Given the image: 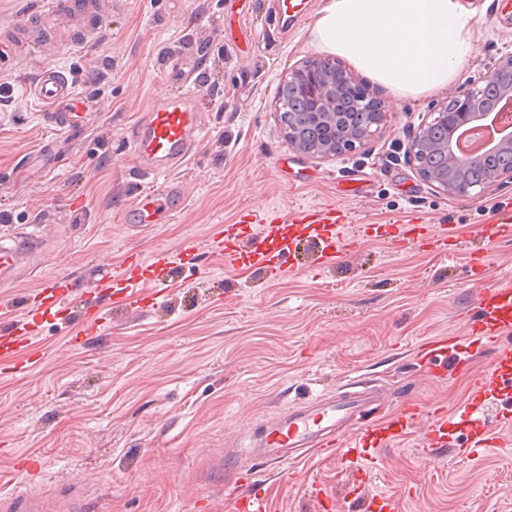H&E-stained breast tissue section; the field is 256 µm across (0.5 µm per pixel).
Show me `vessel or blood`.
<instances>
[{
  "mask_svg": "<svg viewBox=\"0 0 512 512\" xmlns=\"http://www.w3.org/2000/svg\"><path fill=\"white\" fill-rule=\"evenodd\" d=\"M29 97L42 104L44 122L55 130L68 132L81 123L74 107L78 94L73 83L56 67L42 64L26 85ZM206 131L195 103L192 89H183L154 101L132 133L131 146L146 176L164 177L189 157L204 140ZM183 206V196L174 186L165 190L141 192L130 209L131 224H163ZM252 223L263 228L259 236L243 239L216 235L211 245L223 251L226 266H233L235 257L248 253L257 264L266 266L270 276L279 277L295 269L297 245L301 240L318 242L320 260L335 264L345 259L353 245L344 236L345 215L327 207L300 208L289 214L264 211L251 214ZM512 235V210L502 209L495 220L484 227L486 243ZM379 237L391 249L427 245L432 252L454 257L455 233L452 228L430 226L419 219L404 221L400 232L390 226L380 228ZM42 228L12 236L10 244H0V279L10 280L29 257L32 246L45 241ZM145 260L128 256L112 277L114 302L119 306H143V278L140 269ZM39 310L57 315L78 316L86 333L99 331L103 317L91 303L79 295L72 279L64 274L46 280L39 291ZM479 315L469 326L467 337L444 336L419 344L415 349L418 361L429 372L443 377L447 370L469 371L475 355L483 347L495 346V359L478 377L472 397L458 418H450L446 409L426 408L419 400L407 399L389 422L366 427L352 426L354 411L369 400L371 393L365 379L354 378L340 386L336 395L315 400L311 405L287 408L279 420L267 428L263 447L271 459L298 461L310 447L325 452L339 451L343 462L371 459L380 448H387L411 429H418L422 453L429 454L447 447L451 427L465 424L476 447H512V440L501 439L494 422L508 423L512 415L501 412L490 416L498 394L512 387V280L504 279L482 291L478 300Z\"/></svg>",
  "mask_w": 512,
  "mask_h": 512,
  "instance_id": "obj_1",
  "label": "vessel or blood"
}]
</instances>
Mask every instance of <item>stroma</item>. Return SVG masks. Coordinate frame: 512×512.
<instances>
[{
	"mask_svg": "<svg viewBox=\"0 0 512 512\" xmlns=\"http://www.w3.org/2000/svg\"><path fill=\"white\" fill-rule=\"evenodd\" d=\"M305 2L295 14L280 0H118L98 39L82 47L50 45L19 63L0 53V215L9 218L0 235L28 224L53 233L32 252V271L0 283V325L28 321L24 301L48 278L67 273L83 288L111 279L129 254L192 248L156 305L129 313L105 298L100 334L45 319L31 352L0 356V495L76 501L80 512H236L246 468L266 512H364L363 498L341 492L338 457L314 449L294 468L271 462L263 429L357 376L385 394L369 422L391 420L407 397L454 412L491 366L486 349L471 373L431 377L412 350L433 336H464L481 290L512 278V239L483 244L495 207L512 203V181L467 199L435 191L407 146L451 88L405 96L364 74L387 113L365 144L326 159L289 147L276 116L279 83L320 55L311 28L323 0ZM470 2L478 53L463 82L512 53V0ZM42 61L87 105L76 133L46 127L25 95ZM187 85L207 136L167 176L185 204L167 223L129 227L123 214L152 185L131 154V131L151 102ZM306 204L343 209L356 252L315 272L318 249L303 244L290 275L225 271L210 246L220 226L245 211ZM409 212L454 228L455 260L358 236L361 225ZM481 246L488 254L475 275L468 253ZM452 441L430 458L414 433L380 449L365 496L394 495L400 512H512V459L467 449L457 434ZM30 457L42 461L39 473L25 471Z\"/></svg>",
	"mask_w": 512,
	"mask_h": 512,
	"instance_id": "obj_1",
	"label": "stroma"
}]
</instances>
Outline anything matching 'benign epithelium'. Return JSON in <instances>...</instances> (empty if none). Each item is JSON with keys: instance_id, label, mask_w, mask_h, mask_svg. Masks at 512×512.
<instances>
[{"instance_id": "benign-epithelium-1", "label": "benign epithelium", "mask_w": 512, "mask_h": 512, "mask_svg": "<svg viewBox=\"0 0 512 512\" xmlns=\"http://www.w3.org/2000/svg\"><path fill=\"white\" fill-rule=\"evenodd\" d=\"M282 83L290 85L308 102L307 125L313 130L336 127L340 119L336 109L337 96L342 89L349 90L361 102L369 104L370 111L375 113L376 125H381L386 118L381 101L369 96L352 71L334 59L307 61L289 71ZM451 101L456 104L454 111H448L446 105L435 111L437 118L448 124L450 136L428 145L421 129L409 144L407 156L419 177L436 191L455 198H468L501 179H512V170H509L481 186L462 181L456 173L457 155L453 146V134L481 121L483 126H493L497 130L496 139L488 141L485 155L512 153V54L496 62L488 75L470 79L461 85ZM284 130L288 145L312 158L352 152L363 144L361 138L348 135L338 142L318 143L310 148L303 146L292 134L291 127L286 126Z\"/></svg>"}]
</instances>
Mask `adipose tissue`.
<instances>
[{"mask_svg":"<svg viewBox=\"0 0 512 512\" xmlns=\"http://www.w3.org/2000/svg\"><path fill=\"white\" fill-rule=\"evenodd\" d=\"M473 28L461 0H326L312 34L318 50L416 96L460 75L476 53Z\"/></svg>","mask_w":512,"mask_h":512,"instance_id":"adipose-tissue-1","label":"adipose tissue"}]
</instances>
